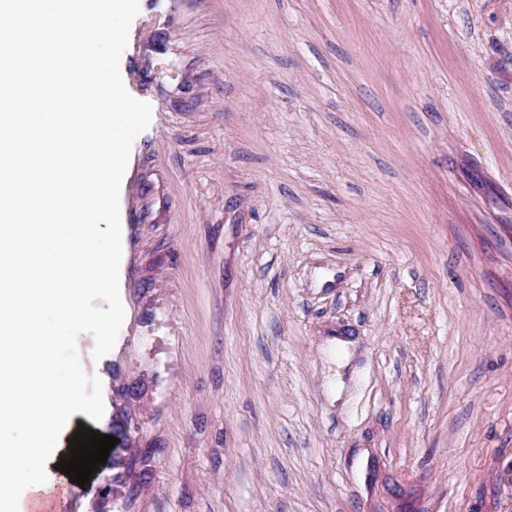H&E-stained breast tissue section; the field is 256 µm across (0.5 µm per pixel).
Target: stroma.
Wrapping results in <instances>:
<instances>
[{
    "label": "stroma",
    "mask_w": 512,
    "mask_h": 512,
    "mask_svg": "<svg viewBox=\"0 0 512 512\" xmlns=\"http://www.w3.org/2000/svg\"><path fill=\"white\" fill-rule=\"evenodd\" d=\"M116 437L59 512H512V0H139Z\"/></svg>",
    "instance_id": "stroma-1"
}]
</instances>
